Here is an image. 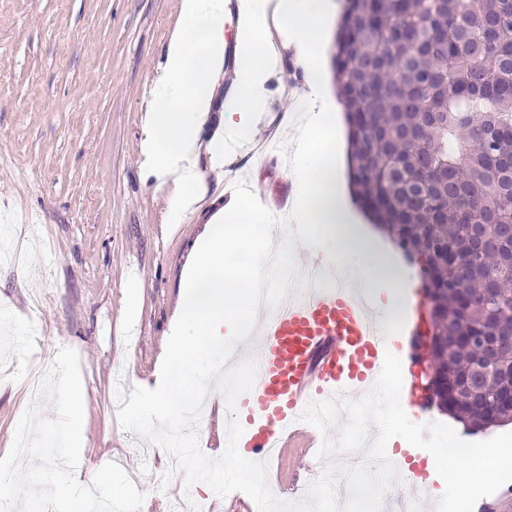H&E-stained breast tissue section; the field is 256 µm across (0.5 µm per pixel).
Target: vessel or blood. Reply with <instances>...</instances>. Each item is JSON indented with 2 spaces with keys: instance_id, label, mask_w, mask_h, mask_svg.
Wrapping results in <instances>:
<instances>
[{
  "instance_id": "1",
  "label": "vessel or blood",
  "mask_w": 512,
  "mask_h": 512,
  "mask_svg": "<svg viewBox=\"0 0 512 512\" xmlns=\"http://www.w3.org/2000/svg\"><path fill=\"white\" fill-rule=\"evenodd\" d=\"M308 288L260 325L257 379L240 401L246 416L238 445L247 453L263 455L283 438L300 406L357 397L382 370L389 336L368 292L315 281Z\"/></svg>"
}]
</instances>
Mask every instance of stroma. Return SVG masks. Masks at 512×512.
Returning <instances> with one entry per match:
<instances>
[{
  "label": "stroma",
  "mask_w": 512,
  "mask_h": 512,
  "mask_svg": "<svg viewBox=\"0 0 512 512\" xmlns=\"http://www.w3.org/2000/svg\"><path fill=\"white\" fill-rule=\"evenodd\" d=\"M182 0H0V457L37 393L23 388L47 370L59 348L76 351L85 384L84 464L90 485L101 461L120 465L146 495L141 512H166L185 483L164 489L137 451L146 441L124 429L112 405L119 388L154 385L175 320L187 264L206 224L246 180L269 199L291 197L298 158L261 146L293 145L302 127L306 75L292 52L267 84L264 112L251 137L234 144V163L218 171L207 152L198 164L205 191L194 212L169 207L170 187L142 175L141 102L159 95L156 79L182 24ZM136 290L135 311L127 292ZM199 440L211 458L225 450L226 402L212 392ZM416 476L388 496L416 498L436 512L441 478H429V454L390 440ZM324 470L304 441L271 466L270 489L304 498Z\"/></svg>",
  "instance_id": "stroma-1"
}]
</instances>
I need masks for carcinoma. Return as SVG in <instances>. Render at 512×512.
<instances>
[{
  "mask_svg": "<svg viewBox=\"0 0 512 512\" xmlns=\"http://www.w3.org/2000/svg\"><path fill=\"white\" fill-rule=\"evenodd\" d=\"M334 81L353 191L433 295L435 405L512 413V0H341Z\"/></svg>",
  "mask_w": 512,
  "mask_h": 512,
  "instance_id": "1",
  "label": "carcinoma"
}]
</instances>
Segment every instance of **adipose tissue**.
Here are the masks:
<instances>
[{
    "label": "adipose tissue",
    "instance_id": "1",
    "mask_svg": "<svg viewBox=\"0 0 512 512\" xmlns=\"http://www.w3.org/2000/svg\"><path fill=\"white\" fill-rule=\"evenodd\" d=\"M235 92L224 101V130L245 138L263 110L266 85L277 69L268 37L270 26L290 23L289 41L305 71L314 106L300 139L295 172L294 221L308 243L336 268H351L353 281L376 296L378 315L393 328L415 301L416 271L400 265L374 230L362 224L347 201L336 169V145L327 129L330 109L321 105L327 0H240ZM183 23L168 50L160 77L164 96L155 100L144 123L147 174L155 180L176 175V209L198 200L196 167L200 135L216 92L215 74L224 59V0H182Z\"/></svg>",
    "mask_w": 512,
    "mask_h": 512
}]
</instances>
